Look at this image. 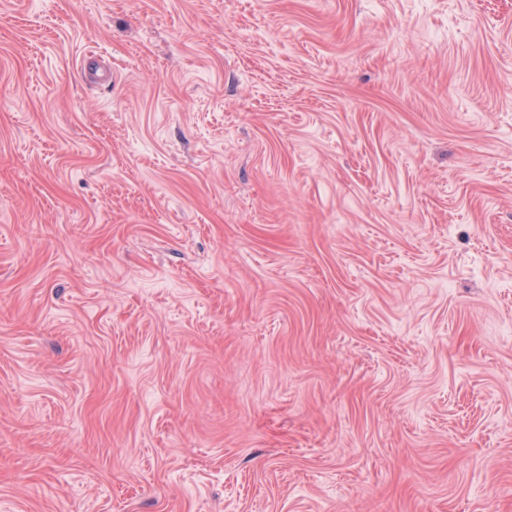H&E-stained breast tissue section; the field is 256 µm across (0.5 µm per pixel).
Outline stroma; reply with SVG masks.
I'll use <instances>...</instances> for the list:
<instances>
[{
	"mask_svg": "<svg viewBox=\"0 0 512 512\" xmlns=\"http://www.w3.org/2000/svg\"><path fill=\"white\" fill-rule=\"evenodd\" d=\"M0 512H512V0H0Z\"/></svg>",
	"mask_w": 512,
	"mask_h": 512,
	"instance_id": "stroma-1",
	"label": "stroma"
}]
</instances>
